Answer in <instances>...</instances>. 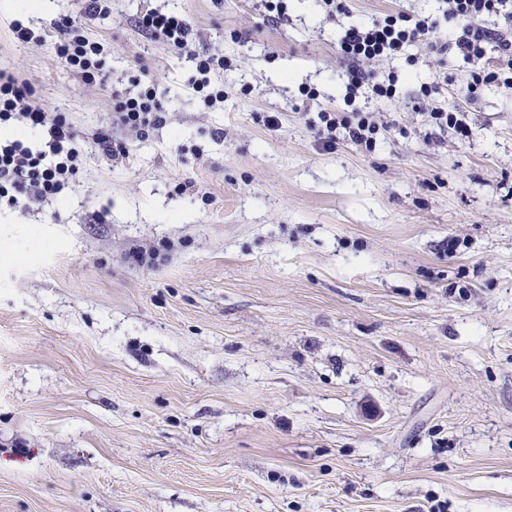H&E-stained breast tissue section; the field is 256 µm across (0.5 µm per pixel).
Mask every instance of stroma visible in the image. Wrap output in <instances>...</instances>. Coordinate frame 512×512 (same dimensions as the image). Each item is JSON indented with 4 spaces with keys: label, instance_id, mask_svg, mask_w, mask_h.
Listing matches in <instances>:
<instances>
[{
    "label": "stroma",
    "instance_id": "1",
    "mask_svg": "<svg viewBox=\"0 0 512 512\" xmlns=\"http://www.w3.org/2000/svg\"><path fill=\"white\" fill-rule=\"evenodd\" d=\"M286 5L112 0L88 84L12 31L82 0H0V71L129 150L0 208V512H512V85L465 98L471 65L410 47L370 67L394 99L356 100L388 123L375 149L326 152L310 123L349 111L343 26L445 4ZM150 8L223 51V107L138 32ZM142 67L167 122L140 137L111 89ZM432 82L466 143L415 105Z\"/></svg>",
    "mask_w": 512,
    "mask_h": 512
}]
</instances>
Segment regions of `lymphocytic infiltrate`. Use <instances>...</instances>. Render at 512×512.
I'll list each match as a JSON object with an SVG mask.
<instances>
[{
    "mask_svg": "<svg viewBox=\"0 0 512 512\" xmlns=\"http://www.w3.org/2000/svg\"><path fill=\"white\" fill-rule=\"evenodd\" d=\"M111 11L112 0H83L82 17L64 15L54 23L57 38L51 48L55 56L89 83L101 79L106 58L102 43L87 35L82 20ZM492 15L511 19L512 0H447L440 19L389 14L345 28L338 43L339 55L351 63L345 73V102H355L360 96L376 101L394 98L397 75L391 73L384 80H374L363 70V62L394 59L419 42L435 46L445 22L457 33L454 46L458 55L473 68L472 81L466 88L468 97H475L483 86L499 80L512 85V40L485 26V17ZM137 28L164 41L191 62L192 87L207 107L223 104L224 91L212 86L210 74L213 69L224 67V55L216 50H197L185 17L149 10L139 17ZM491 46L499 54V67L488 72L482 61ZM112 110L117 124L140 135L166 123L159 90L147 79L132 80L130 88L113 91ZM318 117L316 136L325 150H334L341 135L362 149H374L380 125L373 113L358 110L352 117L340 120L335 113L322 111ZM15 125L45 131L46 142L35 149L19 139L0 140V205L17 208L58 198L83 164L81 134L64 115L51 114L36 104L32 86L0 71V127Z\"/></svg>",
    "mask_w": 512,
    "mask_h": 512,
    "instance_id": "lymphocytic-infiltrate-1",
    "label": "lymphocytic infiltrate"
}]
</instances>
